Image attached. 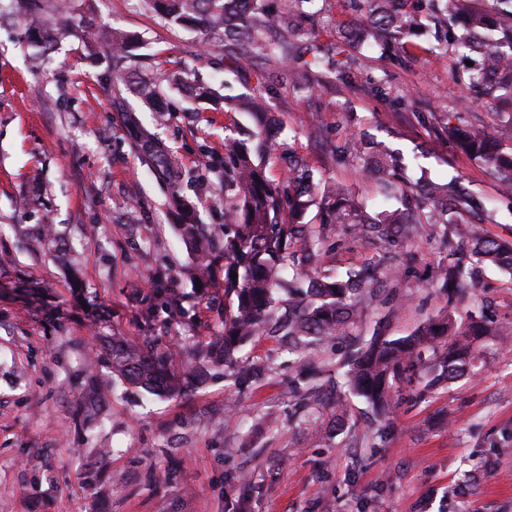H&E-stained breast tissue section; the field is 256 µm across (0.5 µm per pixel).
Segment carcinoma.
<instances>
[{"label": "carcinoma", "instance_id": "1", "mask_svg": "<svg viewBox=\"0 0 512 512\" xmlns=\"http://www.w3.org/2000/svg\"><path fill=\"white\" fill-rule=\"evenodd\" d=\"M147 2L169 24L203 27L211 49H225L242 60L252 51L255 32L272 27L271 18L258 5L260 0ZM357 2L364 13L363 37L377 46H389L391 32L411 25L399 11L381 10L382 0ZM448 3L465 18L467 34L460 40L461 47L494 58L477 78L491 90L502 82L512 83V52L496 50L499 45L512 46V0H498L501 7L492 17L481 8L465 5L464 0ZM113 48L112 77L117 79L123 64L137 55L134 41L127 36L115 39ZM447 133L512 195V124L498 127L494 134L484 127L456 125L447 127ZM140 148L159 170L166 172L172 167L167 152L152 139L141 137ZM272 151L274 146L258 128L245 139L224 141V156L211 157L210 168L224 170V193L233 196L235 205L224 212V244L212 242L195 249L189 275L204 284L215 264L224 261L220 330L206 344L187 351L188 365L181 374L171 368V349L152 340L132 343L122 336L99 337L109 350L112 375L120 381L150 395L176 397L187 380L201 384L211 370L231 367L235 352L256 336L282 334L288 337L290 349L304 354L347 335L349 327L361 318L365 300L375 295L385 276L377 268L352 270L334 279L318 276L315 265L328 224L348 225L355 243L396 248L389 257L394 268L405 267L414 259L412 242L422 225L443 226L447 255L442 276L450 296L462 281L477 283L478 273L487 266L512 271V241L482 233L477 222L461 218L470 202L452 186L426 180L411 188L414 209H396L379 218L339 187L324 191L319 199L312 196V176L291 156L283 181L273 182L264 165L265 156ZM340 152L375 169L385 194L396 195L394 159L385 144L351 138L344 141ZM314 204L320 219L311 224L305 216ZM178 230L184 242L194 245L201 225L189 218ZM35 242L39 250H50L57 247V236L51 226L44 225ZM277 295L288 300L286 316L279 315L274 306ZM502 335L504 330L483 316L459 325L448 315L429 322L412 336L356 339L346 370L331 395L336 419L343 418L349 396L361 399L376 417H385L395 384L422 371L427 380L416 392L418 398L436 384L468 376L480 356L474 342L482 336Z\"/></svg>", "mask_w": 512, "mask_h": 512}]
</instances>
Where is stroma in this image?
Masks as SVG:
<instances>
[{"label":"stroma","instance_id":"obj_1","mask_svg":"<svg viewBox=\"0 0 512 512\" xmlns=\"http://www.w3.org/2000/svg\"><path fill=\"white\" fill-rule=\"evenodd\" d=\"M262 6L283 24L245 68L206 49L201 31L165 25L144 0H40L35 13L0 0V512H512V275L486 267L449 305L446 251L432 228L353 335L399 338L447 312L468 322L482 306L506 333L471 378L423 399L397 384L388 420L353 398L339 426L332 409L295 397L284 336L250 340L238 370L216 369L175 398L112 377L98 335L174 347L221 327L224 270L195 289L177 226L186 203L199 223L223 224L224 174L208 162L225 136L252 127L243 98L262 99L281 129L265 160L271 179L290 154L368 208L395 209L375 174L331 150L364 134L400 152L407 180L460 177L488 208L484 232L512 241V199L440 130L465 88L472 100L461 124L512 123V110L494 112L493 97L471 88L486 57L458 46L463 29L448 0H406L420 26L394 34L387 52L357 38L355 0ZM116 34L147 54L139 75L163 90L165 111L134 83L109 79ZM279 41L297 46L298 59L279 57ZM189 73L219 103L184 92L178 80ZM131 118L204 181L164 180L134 146ZM43 224L62 237L59 255L30 249ZM325 233V274L383 256L344 225ZM160 267L182 307L159 306L148 324L142 303ZM89 364L102 393L93 417L77 409Z\"/></svg>","mask_w":512,"mask_h":512}]
</instances>
